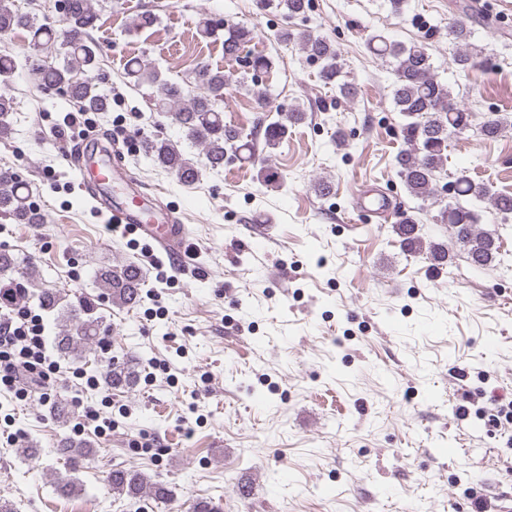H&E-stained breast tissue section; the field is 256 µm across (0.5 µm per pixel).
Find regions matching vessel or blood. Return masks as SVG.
<instances>
[{"label":"vessel or blood","mask_w":512,"mask_h":512,"mask_svg":"<svg viewBox=\"0 0 512 512\" xmlns=\"http://www.w3.org/2000/svg\"><path fill=\"white\" fill-rule=\"evenodd\" d=\"M73 165L81 187L106 193L102 206L114 223L133 229L170 255H186L188 230L179 224L175 209H155L126 167L105 159L97 147L89 144L74 150Z\"/></svg>","instance_id":"vessel-or-blood-1"}]
</instances>
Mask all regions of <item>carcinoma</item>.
Here are the masks:
<instances>
[{
	"mask_svg": "<svg viewBox=\"0 0 512 512\" xmlns=\"http://www.w3.org/2000/svg\"><path fill=\"white\" fill-rule=\"evenodd\" d=\"M63 35L49 23H43L15 3L0 0V36L17 29L28 32L35 47L60 44L63 62L55 64L37 60L33 67L40 76V89L44 92L68 97L85 112H104L108 108L106 95L100 88V53L92 33L98 28L99 14L92 0H60ZM260 9L275 7L288 18L303 17L310 9L311 0H257ZM224 32V58L234 61L250 76L254 98L267 99L260 88L262 75L273 67L272 59L263 53L243 52L256 36V30L240 24L203 17L197 25V35L203 40L217 39ZM472 37L470 28L462 23L448 27V41L456 47L453 62L461 70L476 65L474 54L469 51ZM277 38L281 42L298 39L309 60L319 64V78L336 87L344 97L356 96V87L347 80L336 46L323 35L307 31L296 36L282 29ZM372 51L382 58L393 59L395 79L391 96L395 109L405 119L400 130L408 148L395 158L397 175L409 195L421 200L438 202L437 187L448 161V139L472 126L473 115L456 101L451 88L438 80L431 57L424 45L408 46L389 41L380 35L370 39ZM124 75L137 86H156L157 112L170 116L179 125L185 138L202 148L203 161L187 158L179 145L157 136L150 141L149 149L155 165L174 174L183 184L194 183L200 173L199 166L219 170L228 160L250 161L255 156L254 144L244 137L242 130L224 122V92L232 83V74L200 66L194 75L195 87L188 91L184 85L162 78L161 73L147 66L139 57L127 59ZM13 98L0 94V140L12 133L9 116L13 112ZM280 119L265 127V144L278 145L288 132V126L305 119V109L298 104L279 111ZM504 122L496 112H487L477 124L480 137L490 140L499 136ZM452 200L440 206L436 221L452 229L453 245L464 251L467 259L478 267L490 265L498 255L499 236L479 229V214L470 207L473 201H488L501 214H512V194L494 193L483 183L465 175L453 182ZM0 215L16 224H39L40 213L31 205L26 183L7 172L0 171ZM400 242L408 251L424 254L433 264L448 262V247L432 240H424L417 224L410 218L396 224ZM17 273V262L8 252L0 250V297L11 288L27 291L25 285L37 289L39 306L49 312L58 327L54 336L57 350L64 355H75L78 361L86 359L85 353L99 343L100 317L96 316L93 298L80 295L77 302L65 301L54 288L39 286L37 272L28 267ZM143 284L141 270L134 264L124 263L100 270L96 288L120 307H133L140 297ZM104 383L113 389L133 385L135 373L128 366L109 365L103 371ZM58 457L70 470L81 468L86 460L96 454L87 441L63 437L56 448ZM106 486L116 495L135 497L147 493L158 500H169L171 490L151 482L142 471L134 468H115L105 478ZM57 491L64 497L84 491L83 484L72 477L56 481Z\"/></svg>",
	"mask_w": 512,
	"mask_h": 512,
	"instance_id": "1",
	"label": "carcinoma"
}]
</instances>
